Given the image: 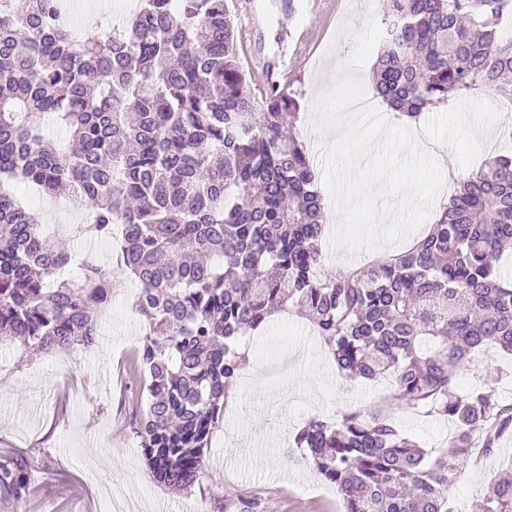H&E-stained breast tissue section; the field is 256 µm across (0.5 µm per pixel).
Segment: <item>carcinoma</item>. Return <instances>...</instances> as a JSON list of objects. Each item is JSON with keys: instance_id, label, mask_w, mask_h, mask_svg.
Instances as JSON below:
<instances>
[{"instance_id": "cac0c4a2", "label": "carcinoma", "mask_w": 512, "mask_h": 512, "mask_svg": "<svg viewBox=\"0 0 512 512\" xmlns=\"http://www.w3.org/2000/svg\"><path fill=\"white\" fill-rule=\"evenodd\" d=\"M507 0H382L377 94L416 119L458 95L512 98ZM224 0H139L120 28L76 37L62 0L0 6V341L29 351L90 349L100 313L134 280L148 325L133 368L146 406L130 427L154 479L202 481L213 431L243 369L240 341L274 312L309 316L347 382L385 381L369 408L312 419L293 447L336 489L342 512H448L458 475L497 451L512 403L493 386L456 391L457 374L494 347L512 355V155L457 180L428 233L360 269L322 271L323 197L306 145L287 138L299 100L247 93ZM74 148L54 146L48 118ZM17 181L62 190L87 213L53 239L15 196ZM116 268L69 242L108 240ZM75 279L60 275L77 260ZM450 421L448 451L424 448L394 407ZM0 489L27 502L23 460L0 459ZM465 512H512V472Z\"/></svg>"}]
</instances>
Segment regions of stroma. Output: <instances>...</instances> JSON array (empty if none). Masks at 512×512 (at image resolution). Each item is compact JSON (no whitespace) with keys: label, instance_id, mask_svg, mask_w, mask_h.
<instances>
[{"label":"stroma","instance_id":"stroma-1","mask_svg":"<svg viewBox=\"0 0 512 512\" xmlns=\"http://www.w3.org/2000/svg\"><path fill=\"white\" fill-rule=\"evenodd\" d=\"M73 27L99 26L104 11L124 19L133 0H67ZM237 26L239 60L251 92L266 91V74L299 99L295 130L315 169L328 134L311 124L313 104L345 72L355 35L368 18H380L379 0H224ZM292 16L293 42L280 58L281 21ZM512 126V101L491 90L458 96L423 112L420 143L440 164L455 160L459 174L503 154L512 141L493 137L482 145L473 126ZM25 200L48 227L78 224L84 210L67 198L29 191ZM128 285L101 316L100 341L71 354L69 370L49 355L26 354L19 343L0 345V456L23 457L34 481L31 503L16 505L0 495V512H122L135 488L138 512H340L336 491L321 480L292 446L311 419L333 420L346 408L369 406L384 385L343 382L312 323L281 313L247 336L246 365L224 407L206 454L200 486L174 491L154 481L132 432L124 397L132 381L127 360L146 332L130 307ZM399 427L423 446H445L450 423L403 408L393 410ZM512 464V433L496 455L465 471L451 490L457 508L482 495L502 468Z\"/></svg>","mask_w":512,"mask_h":512}]
</instances>
